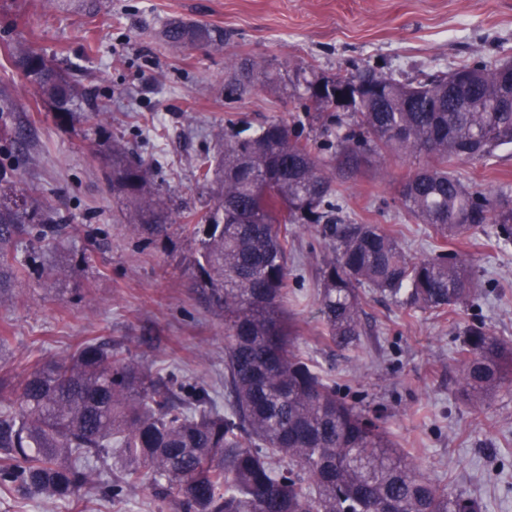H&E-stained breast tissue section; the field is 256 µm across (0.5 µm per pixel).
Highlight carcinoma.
Listing matches in <instances>:
<instances>
[{"instance_id": "cac0c4a2", "label": "carcinoma", "mask_w": 512, "mask_h": 512, "mask_svg": "<svg viewBox=\"0 0 512 512\" xmlns=\"http://www.w3.org/2000/svg\"><path fill=\"white\" fill-rule=\"evenodd\" d=\"M164 38L219 50L232 35L179 20ZM11 55L18 65L45 59L21 42ZM256 73L273 77L256 59L233 55L226 98L249 91ZM455 74L465 77L461 108L446 74L402 82L366 62L305 81L299 108L321 124L330 156L284 119L238 131L200 159L212 200L201 216L173 214L150 165L130 159L117 140L99 144L132 234L158 236L180 222L197 241L195 286L224 315L225 405L203 385L188 388L173 373H153L106 342L85 340L61 360L36 361L22 378L0 374V486L66 503L105 474L110 498L144 485L178 512H481L339 396L297 349L287 311L290 232L308 226L321 227L332 248L319 268V312L325 339L337 347L366 335L367 290L437 314L473 300V264L451 241L494 224L498 241L511 242L512 196L465 186L453 165L512 145V64L474 61ZM35 86L57 116L78 119L86 91L54 60ZM395 156L426 157L399 190L408 219L433 233L423 257L410 256L380 224L345 222L332 203L346 191L342 174ZM26 238L34 249H52L68 226L38 203H1L0 292L23 275L15 247ZM461 336L462 393L479 408L512 383V341L474 323Z\"/></svg>"}]
</instances>
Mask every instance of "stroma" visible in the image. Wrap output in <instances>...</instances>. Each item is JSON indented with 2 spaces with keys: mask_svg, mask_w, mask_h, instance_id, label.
<instances>
[{
  "mask_svg": "<svg viewBox=\"0 0 512 512\" xmlns=\"http://www.w3.org/2000/svg\"><path fill=\"white\" fill-rule=\"evenodd\" d=\"M174 20L224 28L233 42L220 51L170 46L162 31ZM20 39L89 89L80 121L57 118L8 56ZM234 52L265 61L281 81L228 101L224 68ZM476 60H512V0H0V98L13 103L10 124L0 126V171L70 230L49 253L25 242L17 248L25 276L0 301V332L10 336L6 373L22 376L35 360L63 358L95 338L152 372L224 393V318L192 286L195 240L176 224L149 241L131 235L98 142L126 143L152 165L171 207L200 211L209 192L198 161L231 130L283 118L323 142L319 125L297 108V75L326 78L367 62L404 81ZM413 166L394 157L349 179L341 205L346 221L398 229L406 251L420 257L431 233L397 200ZM454 172L472 188L512 190V146L489 162L458 161ZM494 230L456 242L480 283L463 319L512 340V243H495ZM330 254L318 228L295 233L288 309L297 348L341 396L380 418L429 477L476 497L482 512H512V385L473 408L458 384L459 327L370 292L361 345H330L321 336L317 278ZM0 512L176 509L143 487L119 500L92 494L65 505L0 488Z\"/></svg>",
  "mask_w": 512,
  "mask_h": 512,
  "instance_id": "1",
  "label": "stroma"
}]
</instances>
